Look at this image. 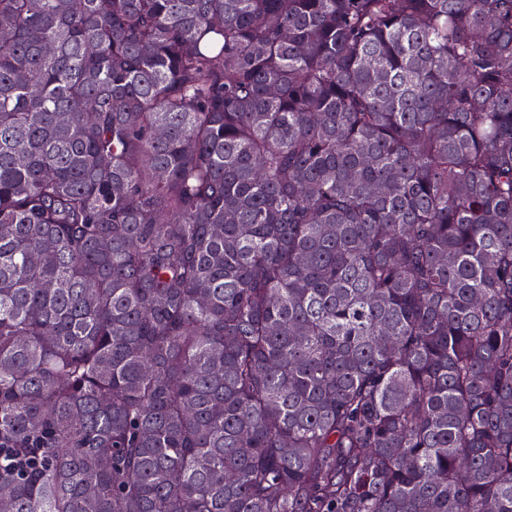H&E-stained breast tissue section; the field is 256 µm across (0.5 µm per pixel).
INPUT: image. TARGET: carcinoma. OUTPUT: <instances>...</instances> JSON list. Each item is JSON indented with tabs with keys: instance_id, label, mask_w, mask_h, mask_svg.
Here are the masks:
<instances>
[{
	"instance_id": "carcinoma-1",
	"label": "carcinoma",
	"mask_w": 512,
	"mask_h": 512,
	"mask_svg": "<svg viewBox=\"0 0 512 512\" xmlns=\"http://www.w3.org/2000/svg\"><path fill=\"white\" fill-rule=\"evenodd\" d=\"M7 512H512V0H0Z\"/></svg>"
}]
</instances>
